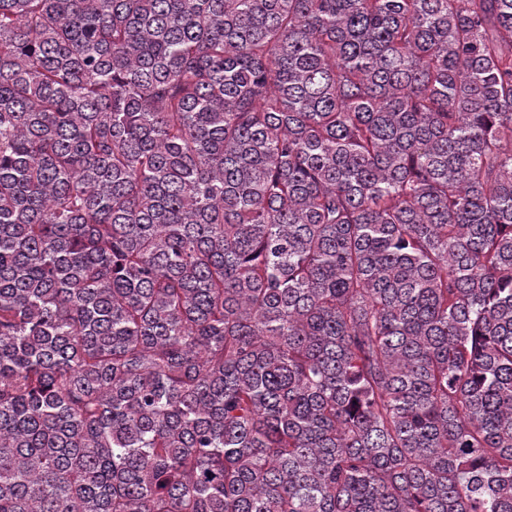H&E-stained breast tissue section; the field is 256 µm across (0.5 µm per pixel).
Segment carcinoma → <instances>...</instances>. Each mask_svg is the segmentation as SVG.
<instances>
[{
    "label": "carcinoma",
    "mask_w": 512,
    "mask_h": 512,
    "mask_svg": "<svg viewBox=\"0 0 512 512\" xmlns=\"http://www.w3.org/2000/svg\"><path fill=\"white\" fill-rule=\"evenodd\" d=\"M0 512H512V0H0Z\"/></svg>",
    "instance_id": "cac0c4a2"
}]
</instances>
